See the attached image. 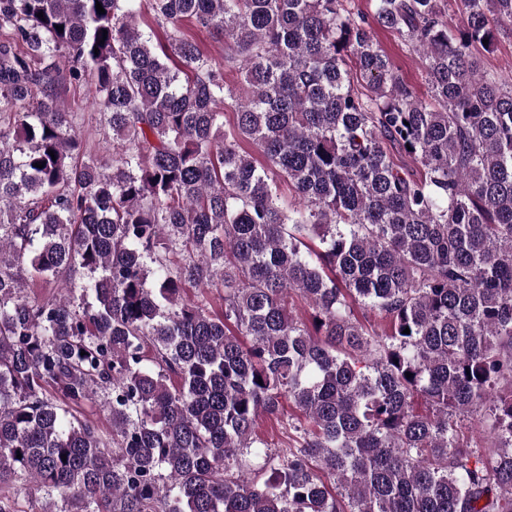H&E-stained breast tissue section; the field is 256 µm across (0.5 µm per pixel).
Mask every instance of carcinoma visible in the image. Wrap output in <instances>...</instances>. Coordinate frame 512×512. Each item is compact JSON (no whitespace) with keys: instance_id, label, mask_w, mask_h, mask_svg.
Here are the masks:
<instances>
[{"instance_id":"cac0c4a2","label":"carcinoma","mask_w":512,"mask_h":512,"mask_svg":"<svg viewBox=\"0 0 512 512\" xmlns=\"http://www.w3.org/2000/svg\"><path fill=\"white\" fill-rule=\"evenodd\" d=\"M346 3L0 0V512H512V0ZM183 30L189 39L195 41L207 54L220 59L224 54V40L211 35L194 23L186 21ZM376 42L387 54L401 77L413 85L422 99H428L422 60L405 47L397 33L371 23ZM484 63L487 69L512 81V37L500 38L494 53L485 54ZM62 97L69 112H77V127L86 140L97 144L102 140L103 131L99 125V114L95 105V89L90 83L67 85Z\"/></svg>"}]
</instances>
